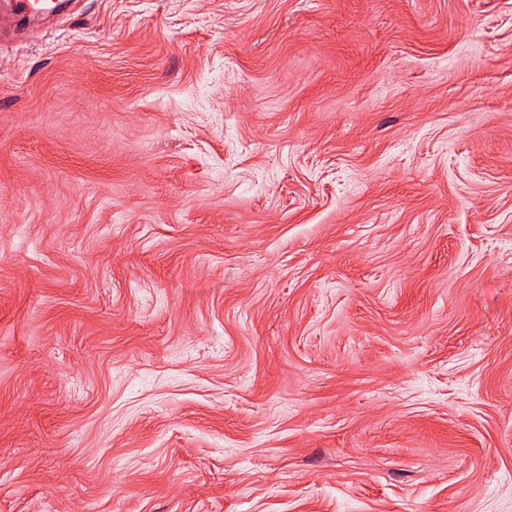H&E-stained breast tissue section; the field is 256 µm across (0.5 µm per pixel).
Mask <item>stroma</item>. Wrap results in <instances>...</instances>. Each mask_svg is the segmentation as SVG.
Returning <instances> with one entry per match:
<instances>
[{
	"label": "stroma",
	"mask_w": 512,
	"mask_h": 512,
	"mask_svg": "<svg viewBox=\"0 0 512 512\" xmlns=\"http://www.w3.org/2000/svg\"><path fill=\"white\" fill-rule=\"evenodd\" d=\"M0 512H512V0L0 42Z\"/></svg>",
	"instance_id": "1"
}]
</instances>
